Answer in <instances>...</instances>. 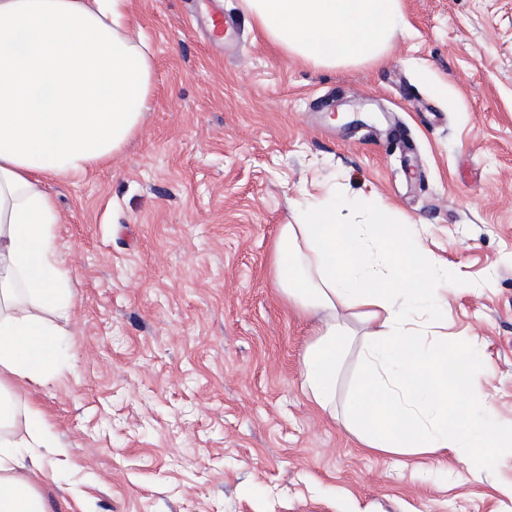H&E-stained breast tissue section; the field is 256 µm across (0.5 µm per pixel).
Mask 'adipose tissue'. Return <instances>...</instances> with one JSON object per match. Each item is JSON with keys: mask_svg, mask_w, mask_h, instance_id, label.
Returning <instances> with one entry per match:
<instances>
[{"mask_svg": "<svg viewBox=\"0 0 512 512\" xmlns=\"http://www.w3.org/2000/svg\"><path fill=\"white\" fill-rule=\"evenodd\" d=\"M130 0H0V512H47L23 449L51 448L42 414L7 376L50 373L65 350L50 316L68 313L72 285L57 261L60 221L50 180L83 173L122 150L151 93L153 57L129 30ZM261 36L316 67L379 64L403 19L402 0H242ZM365 210L363 224L338 211ZM380 201L334 187L281 225L272 270L289 304L315 319L303 388L336 408V371L359 309L367 333L346 420L365 447L467 455L487 467L496 438L490 393L470 370L481 346L427 340L456 289L414 224L390 223ZM25 436L15 440L17 418Z\"/></svg>", "mask_w": 512, "mask_h": 512, "instance_id": "obj_1", "label": "adipose tissue"}]
</instances>
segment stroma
Masks as SVG:
<instances>
[{
	"mask_svg": "<svg viewBox=\"0 0 512 512\" xmlns=\"http://www.w3.org/2000/svg\"><path fill=\"white\" fill-rule=\"evenodd\" d=\"M217 6L233 23L220 46ZM129 26L154 58L138 133L48 184L70 357L9 380L64 449L39 483L48 512H512V449L473 472L364 448L313 407L312 325L272 270L280 225L336 184L424 225L464 284L448 333L478 337L479 385L512 427V0H403L378 66L287 57L241 0H132ZM347 323L340 407L364 354Z\"/></svg>",
	"mask_w": 512,
	"mask_h": 512,
	"instance_id": "35a3bbf8",
	"label": "stroma"
}]
</instances>
